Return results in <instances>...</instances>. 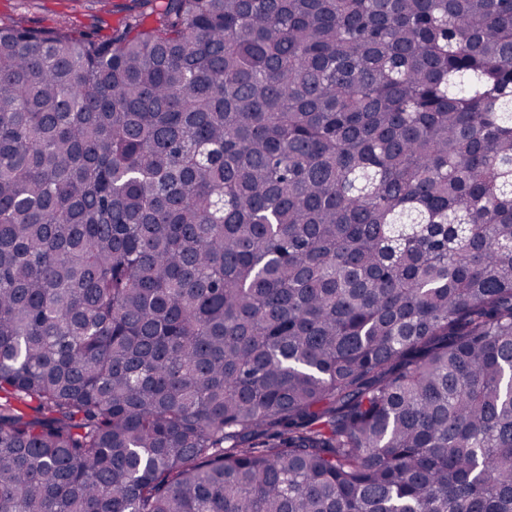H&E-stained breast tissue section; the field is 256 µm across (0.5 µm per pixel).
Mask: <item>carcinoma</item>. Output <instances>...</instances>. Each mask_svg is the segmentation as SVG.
Returning <instances> with one entry per match:
<instances>
[{"label":"carcinoma","mask_w":512,"mask_h":512,"mask_svg":"<svg viewBox=\"0 0 512 512\" xmlns=\"http://www.w3.org/2000/svg\"><path fill=\"white\" fill-rule=\"evenodd\" d=\"M0 25V512H512V0Z\"/></svg>","instance_id":"cac0c4a2"}]
</instances>
